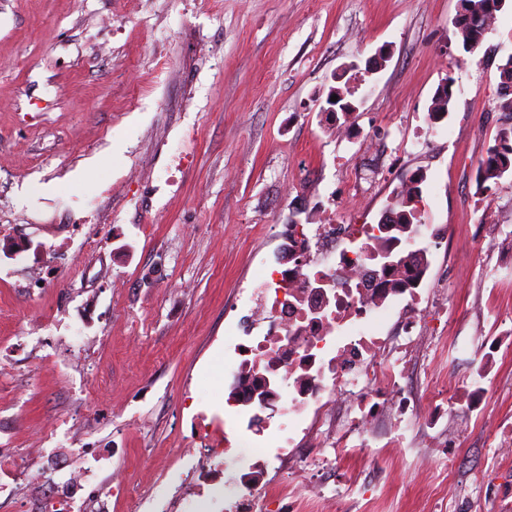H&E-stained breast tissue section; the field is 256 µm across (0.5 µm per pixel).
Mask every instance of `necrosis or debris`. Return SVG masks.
I'll return each instance as SVG.
<instances>
[{
  "instance_id": "obj_1",
  "label": "necrosis or debris",
  "mask_w": 512,
  "mask_h": 512,
  "mask_svg": "<svg viewBox=\"0 0 512 512\" xmlns=\"http://www.w3.org/2000/svg\"><path fill=\"white\" fill-rule=\"evenodd\" d=\"M421 259L385 265L387 240L377 224H309L290 230L289 252L302 261L258 278L242 293L257 333L244 346L231 376L253 365H273L267 403H255L249 423L261 427L277 415V433L264 458L235 451L232 435L212 440L210 478L182 491L180 512H206L208 488L222 494L231 512H256L257 500L279 512H336L343 494L326 480L345 455L359 453L381 464L386 448L404 447L408 435L422 445L420 468L447 463L448 410L456 405L481 414L491 396L490 370L481 362L474 379L449 375L439 399L428 402L408 390L414 357L433 338L427 318H443L454 349L469 346L448 316V296L432 274L438 243L431 224L414 225ZM52 477L33 480L44 512H104V492L87 494L90 472L57 453Z\"/></svg>"
}]
</instances>
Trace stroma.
Instances as JSON below:
<instances>
[{
	"instance_id": "obj_1",
	"label": "stroma",
	"mask_w": 512,
	"mask_h": 512,
	"mask_svg": "<svg viewBox=\"0 0 512 512\" xmlns=\"http://www.w3.org/2000/svg\"><path fill=\"white\" fill-rule=\"evenodd\" d=\"M459 0H0V235L25 239L44 271L0 257V456L47 471L32 437L90 468L125 471L141 498L182 480L176 450L202 423L224 430L225 334L241 288L277 266L290 215L374 224L412 174L420 221L448 227L435 262L468 352L437 344L423 392L472 374L512 327V264L474 251L512 237V177L475 176L497 130L498 66L512 4L482 44L454 37ZM376 73L359 67L374 56ZM452 79L444 127L427 116ZM354 88V136L327 97ZM459 492L445 512H502L512 461L490 422L449 411ZM359 459L347 471L384 512H423L437 473ZM347 471L337 472L345 479Z\"/></svg>"
}]
</instances>
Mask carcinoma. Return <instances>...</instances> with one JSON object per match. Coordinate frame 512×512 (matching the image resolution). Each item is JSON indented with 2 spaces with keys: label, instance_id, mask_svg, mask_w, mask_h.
<instances>
[{
  "label": "carcinoma",
  "instance_id": "1",
  "mask_svg": "<svg viewBox=\"0 0 512 512\" xmlns=\"http://www.w3.org/2000/svg\"><path fill=\"white\" fill-rule=\"evenodd\" d=\"M461 10L454 21V35L463 46L479 47L485 35L493 29L497 14L503 9L502 0H460ZM500 93L495 105L500 119L493 142L481 159L476 176L477 191L487 194L508 176H512V55L498 65ZM453 98V83L446 79L436 92L431 106L433 113H449ZM403 223L417 220L413 189L400 193Z\"/></svg>",
  "mask_w": 512,
  "mask_h": 512
}]
</instances>
